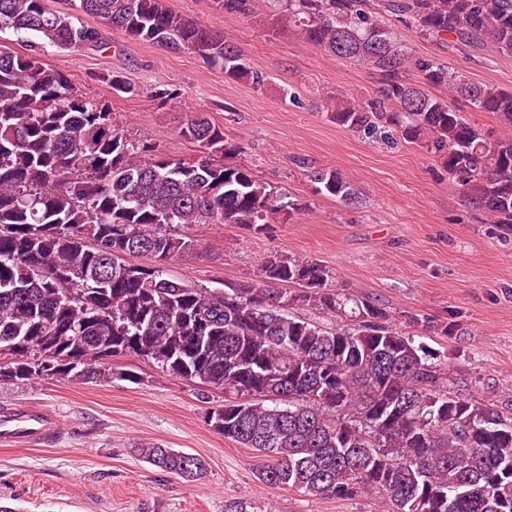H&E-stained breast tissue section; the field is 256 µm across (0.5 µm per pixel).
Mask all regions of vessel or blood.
Instances as JSON below:
<instances>
[{
  "mask_svg": "<svg viewBox=\"0 0 512 512\" xmlns=\"http://www.w3.org/2000/svg\"><path fill=\"white\" fill-rule=\"evenodd\" d=\"M63 422L48 408L17 410L0 409V444L22 443L41 448L57 445Z\"/></svg>",
  "mask_w": 512,
  "mask_h": 512,
  "instance_id": "b4317fda",
  "label": "vessel or blood"
}]
</instances>
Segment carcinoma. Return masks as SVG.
I'll return each mask as SVG.
<instances>
[{"instance_id": "carcinoma-1", "label": "carcinoma", "mask_w": 512, "mask_h": 512, "mask_svg": "<svg viewBox=\"0 0 512 512\" xmlns=\"http://www.w3.org/2000/svg\"><path fill=\"white\" fill-rule=\"evenodd\" d=\"M227 14L261 11L292 33L378 75L366 103L336 99V124L390 136L432 155L490 224L512 229V136L494 143L466 109L512 126V90L476 84L417 59L388 24L422 40L493 43L512 56V0H218ZM0 0V30L27 35V52L0 50V381L56 378L139 383L114 356L143 357L177 378L224 391L206 422L266 463L256 479L316 498L373 496L391 512H512V413L453 385L448 362L422 340L427 326L397 322L380 299L334 285L320 263L278 252L259 279L195 288L160 268L198 253L176 231L227 224L264 233L309 205L238 160L244 143L201 113L181 134L199 158L171 159L127 137L106 101L43 60L48 46H98L77 22L90 14L132 40L192 48L224 77L263 76L224 36L166 0ZM418 73V81L409 72ZM444 87L451 100L433 95ZM315 192L345 207L361 192L337 169L305 162ZM149 465L186 482L207 461L153 443ZM224 512H257L245 498Z\"/></svg>"}]
</instances>
